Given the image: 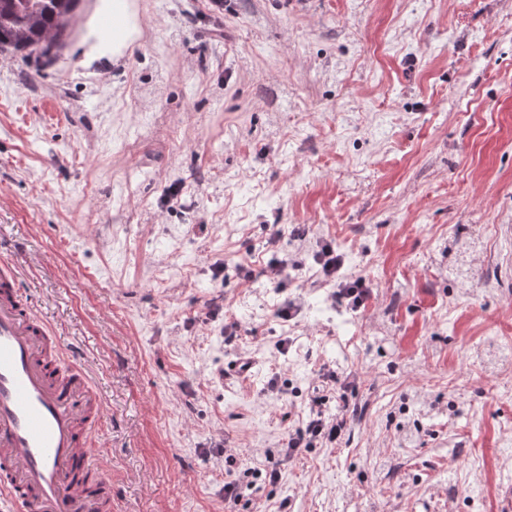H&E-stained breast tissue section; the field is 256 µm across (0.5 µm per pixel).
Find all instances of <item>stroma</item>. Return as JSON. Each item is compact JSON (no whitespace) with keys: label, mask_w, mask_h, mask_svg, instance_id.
<instances>
[{"label":"stroma","mask_w":512,"mask_h":512,"mask_svg":"<svg viewBox=\"0 0 512 512\" xmlns=\"http://www.w3.org/2000/svg\"><path fill=\"white\" fill-rule=\"evenodd\" d=\"M111 12L0 53V261L102 396L112 512L229 470L237 512H512V0H129L94 56ZM327 371L343 439L283 460ZM126 0H114L112 2V15L120 19V27L114 29L112 34V46L119 47L129 34V17L127 12Z\"/></svg>","instance_id":"35a3bbf8"}]
</instances>
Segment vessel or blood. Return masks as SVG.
Masks as SVG:
<instances>
[{
	"label": "vessel or blood",
	"instance_id": "1",
	"mask_svg": "<svg viewBox=\"0 0 512 512\" xmlns=\"http://www.w3.org/2000/svg\"><path fill=\"white\" fill-rule=\"evenodd\" d=\"M0 263V512H112L93 466L103 402Z\"/></svg>",
	"mask_w": 512,
	"mask_h": 512
}]
</instances>
